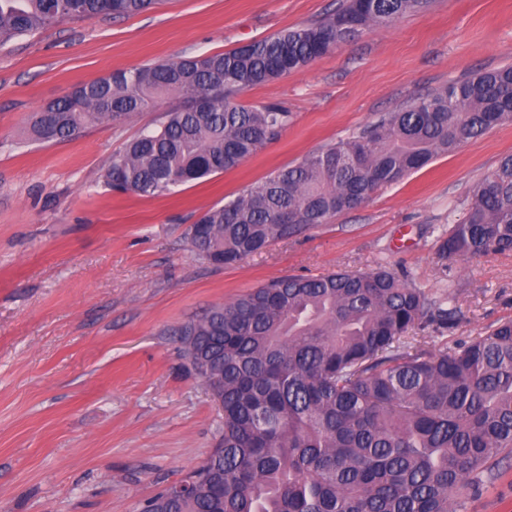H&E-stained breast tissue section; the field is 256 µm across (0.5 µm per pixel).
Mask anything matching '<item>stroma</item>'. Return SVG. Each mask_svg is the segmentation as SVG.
I'll use <instances>...</instances> for the list:
<instances>
[{
    "label": "stroma",
    "instance_id": "35a3bbf8",
    "mask_svg": "<svg viewBox=\"0 0 512 512\" xmlns=\"http://www.w3.org/2000/svg\"><path fill=\"white\" fill-rule=\"evenodd\" d=\"M340 0H161L130 16L67 20L0 46V512H137L218 444L223 415L178 336L268 281L389 268L453 312L416 330L439 350L512 318V252L440 259L475 185L512 154V122L434 158L362 207L215 265L191 224L271 172L352 136L412 98L512 65V0H431L307 68L243 92L277 104L281 136L235 168L153 196L102 174L171 102L77 137L34 140L37 112L113 70L224 52L318 23ZM456 512H512V459L474 476Z\"/></svg>",
    "mask_w": 512,
    "mask_h": 512
}]
</instances>
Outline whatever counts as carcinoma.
Returning <instances> with one entry per match:
<instances>
[{
  "instance_id": "carcinoma-1",
  "label": "carcinoma",
  "mask_w": 512,
  "mask_h": 512,
  "mask_svg": "<svg viewBox=\"0 0 512 512\" xmlns=\"http://www.w3.org/2000/svg\"><path fill=\"white\" fill-rule=\"evenodd\" d=\"M157 0H0V45L65 20L129 16ZM429 0H345L315 25L248 46L116 70L38 113L43 142L118 123L163 98L181 104L103 172L115 191L156 196L237 166L279 137L289 112L242 92L309 66L362 30ZM512 119V66L479 71L386 112L361 133L270 173L188 231L213 264L356 209L440 154ZM512 252V155L473 190L438 253ZM450 313L387 269L284 277L212 306L180 329L194 373L224 404V435L140 512H455L472 476L512 455V319L443 351L409 342Z\"/></svg>"
}]
</instances>
